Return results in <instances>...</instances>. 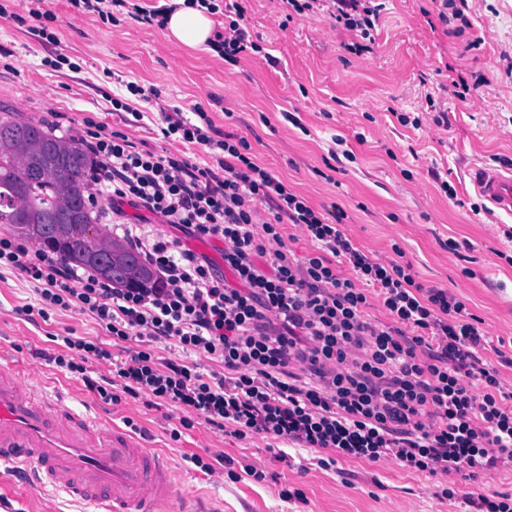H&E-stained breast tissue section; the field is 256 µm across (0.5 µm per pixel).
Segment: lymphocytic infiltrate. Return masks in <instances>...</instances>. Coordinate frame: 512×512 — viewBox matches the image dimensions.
Listing matches in <instances>:
<instances>
[{"instance_id": "1", "label": "lymphocytic infiltrate", "mask_w": 512, "mask_h": 512, "mask_svg": "<svg viewBox=\"0 0 512 512\" xmlns=\"http://www.w3.org/2000/svg\"><path fill=\"white\" fill-rule=\"evenodd\" d=\"M337 23L372 39L382 10L374 0H332ZM215 40L224 57L254 48L239 4L225 5ZM193 118L163 113L169 140L219 151L217 168L139 148L121 132L86 120L96 162L92 182L114 203L143 207L198 239L224 242V269L162 236L125 233L153 271L150 282L114 288L7 235L0 267L21 270L39 296L37 314L71 307L93 314L110 336L172 342L220 362L225 375L139 350L115 360L102 343L62 337L57 367L81 375L104 402L147 398L186 410L173 439L203 418L235 438L263 435L338 458L388 460L401 468L477 481L512 466V386L477 316L448 289L417 283L410 264L379 261L249 155L245 138L212 137L201 107ZM300 227L313 245L291 255L283 227ZM346 265L351 276L337 272ZM375 294L389 322L365 319ZM111 376L87 375V358ZM479 381L474 393L470 380Z\"/></svg>"}]
</instances>
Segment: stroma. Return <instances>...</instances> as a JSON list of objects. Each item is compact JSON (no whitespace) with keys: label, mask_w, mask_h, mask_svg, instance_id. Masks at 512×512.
I'll list each match as a JSON object with an SVG mask.
<instances>
[{"label":"stroma","mask_w":512,"mask_h":512,"mask_svg":"<svg viewBox=\"0 0 512 512\" xmlns=\"http://www.w3.org/2000/svg\"><path fill=\"white\" fill-rule=\"evenodd\" d=\"M243 23L258 53L224 61L213 50L170 41L164 28L128 14L109 18L74 0H43L46 25L57 40L32 33L28 0H0V108L56 135L81 139L85 119L147 143L162 155L183 156L216 167L212 150L164 140L161 109L201 105L219 133L245 138L255 161L318 209L338 205L345 234L373 258L401 249L417 282L447 288L481 318L491 343L512 354V242L504 220L482 209L471 182L481 166L512 168V0H456L450 24L431 22L440 0H384L370 49L354 52L353 32L337 24L329 0L286 19L280 0H239ZM65 56L66 64L50 61ZM469 86L465 98L452 82ZM134 82L144 96L127 92ZM141 113L127 124L112 112V97ZM448 115L435 126L434 113ZM417 116L420 128L400 125L397 114ZM457 191L448 198L441 182ZM102 233L137 224L182 242L216 268L224 243L197 240L143 208L112 211L96 195ZM463 242L449 251L448 239ZM37 294L15 268L0 270V358L12 360L38 394H64L72 409L117 426L133 422L149 447L168 458L182 488L175 512H464L461 495L471 482L410 472L393 462L338 459L322 467L318 452L284 447L262 435L239 440L205 423L173 440L180 409L144 399L104 403L80 377L53 362L54 339L73 335L110 345L116 358L153 348L161 359L183 360L171 343L149 344L107 336L95 317L76 309L27 314ZM250 463L266 479L231 480L225 467L205 474L191 461ZM453 496H445L444 488ZM300 490L285 500L282 489ZM0 512H93L52 487H27L0 466Z\"/></svg>","instance_id":"obj_1"}]
</instances>
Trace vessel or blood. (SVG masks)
<instances>
[{
    "mask_svg": "<svg viewBox=\"0 0 512 512\" xmlns=\"http://www.w3.org/2000/svg\"><path fill=\"white\" fill-rule=\"evenodd\" d=\"M472 184L494 211L512 216V168L477 169ZM0 464L32 472L97 512H167L179 494L158 451L61 401L36 398L8 361L0 362Z\"/></svg>",
    "mask_w": 512,
    "mask_h": 512,
    "instance_id": "obj_1",
    "label": "vessel or blood"
}]
</instances>
